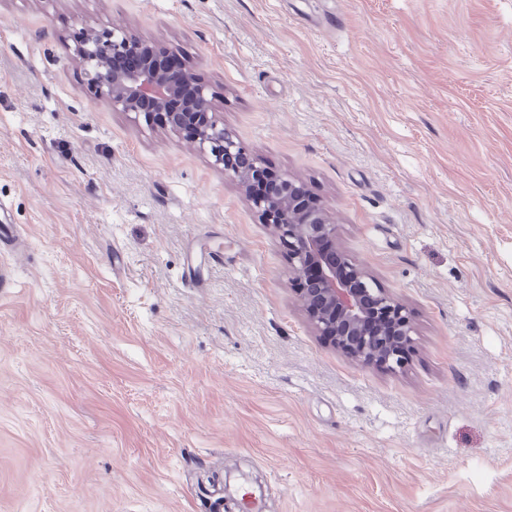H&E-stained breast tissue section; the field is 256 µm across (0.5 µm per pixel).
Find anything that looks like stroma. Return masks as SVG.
<instances>
[{
    "label": "stroma",
    "mask_w": 512,
    "mask_h": 512,
    "mask_svg": "<svg viewBox=\"0 0 512 512\" xmlns=\"http://www.w3.org/2000/svg\"><path fill=\"white\" fill-rule=\"evenodd\" d=\"M190 64L413 312L314 336L273 231L95 98L85 26ZM0 512H512V0H0Z\"/></svg>",
    "instance_id": "1"
}]
</instances>
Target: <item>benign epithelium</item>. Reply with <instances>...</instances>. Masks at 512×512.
I'll return each mask as SVG.
<instances>
[{
	"mask_svg": "<svg viewBox=\"0 0 512 512\" xmlns=\"http://www.w3.org/2000/svg\"><path fill=\"white\" fill-rule=\"evenodd\" d=\"M74 60L83 67L96 98L136 114L147 101L166 113L163 125L171 132L179 137L191 132L192 143L237 185L259 222L274 229L294 279L316 268L311 287L296 289L316 335L363 365L385 370L403 366L398 347L412 344L415 332L410 309L376 286L370 271L346 254L340 257L351 269L349 278L341 277L335 262L321 254L323 240L336 242L337 225L319 205H301L306 192L302 181L280 174L271 193H251L253 180L267 167L224 127L207 86L191 68L165 72L155 62L152 42L131 32L95 27L75 37ZM372 316L382 318L374 329L367 325Z\"/></svg>",
	"mask_w": 512,
	"mask_h": 512,
	"instance_id": "benign-epithelium-1",
	"label": "benign epithelium"
}]
</instances>
